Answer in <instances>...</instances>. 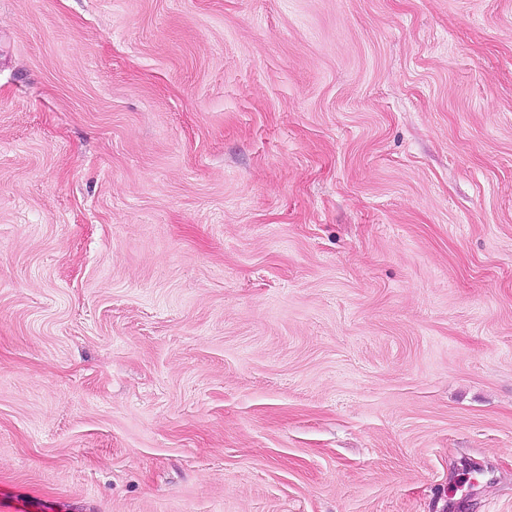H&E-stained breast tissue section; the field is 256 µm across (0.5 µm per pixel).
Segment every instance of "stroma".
Returning a JSON list of instances; mask_svg holds the SVG:
<instances>
[{
    "label": "stroma",
    "instance_id": "35a3bbf8",
    "mask_svg": "<svg viewBox=\"0 0 512 512\" xmlns=\"http://www.w3.org/2000/svg\"><path fill=\"white\" fill-rule=\"evenodd\" d=\"M0 503L512 512V0H0Z\"/></svg>",
    "mask_w": 512,
    "mask_h": 512
}]
</instances>
